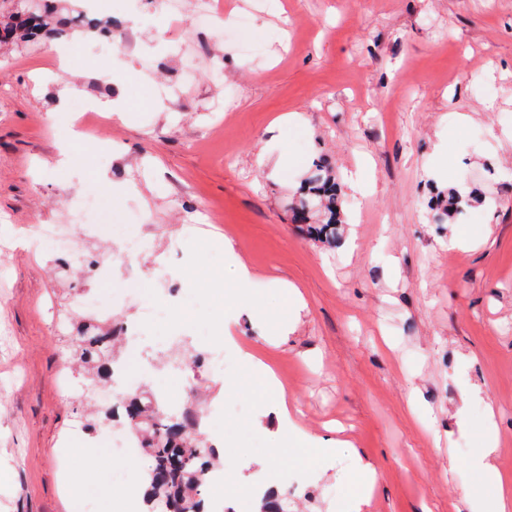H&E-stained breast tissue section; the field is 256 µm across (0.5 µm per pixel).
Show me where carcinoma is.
Returning <instances> with one entry per match:
<instances>
[{"mask_svg": "<svg viewBox=\"0 0 512 512\" xmlns=\"http://www.w3.org/2000/svg\"><path fill=\"white\" fill-rule=\"evenodd\" d=\"M41 8L32 18L20 9L17 0H0V44L32 42L43 37H63L75 31L98 32L112 35V22L103 25H82L72 18L56 17V6ZM341 188L325 162L314 165L310 177L301 188L299 207L304 214L298 220L306 224L307 232L328 243L336 242V224L339 223ZM482 198L469 195L462 198L453 192L440 201L437 223L454 221L472 203ZM322 216L316 224L308 223L311 215ZM80 359L87 366L89 390L107 385L111 380L116 356L112 350V324L92 322L80 331ZM122 418L131 425L138 447L151 461L148 469L146 505L148 512L160 508L163 512H204L205 481L209 469L217 466L218 453L204 446L197 438L203 421L197 411L186 407L179 414L167 411V405L156 398L139 396L123 398L109 407L100 408V414L86 420V429L95 431Z\"/></svg>", "mask_w": 512, "mask_h": 512, "instance_id": "1", "label": "carcinoma"}]
</instances>
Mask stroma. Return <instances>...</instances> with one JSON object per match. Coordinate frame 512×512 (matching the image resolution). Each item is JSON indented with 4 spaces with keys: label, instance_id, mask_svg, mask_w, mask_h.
<instances>
[{
    "label": "stroma",
    "instance_id": "obj_1",
    "mask_svg": "<svg viewBox=\"0 0 512 512\" xmlns=\"http://www.w3.org/2000/svg\"><path fill=\"white\" fill-rule=\"evenodd\" d=\"M217 2L227 19L249 16L250 54L188 9L165 40L141 20L121 54L74 34L69 50L91 68L59 70L54 40L0 46V512H70L81 497L105 512L140 495L123 465L89 463L117 425L74 430L90 402L56 318L71 294L99 297L96 277L13 245L90 185L116 183L127 193L107 194L110 221L81 250L153 238L133 270L111 269L103 300L113 323L140 325L146 391L209 402L203 431L224 432L234 512H261L243 501L260 477L288 512H472L463 489L512 491V0ZM183 44L223 66L159 96L182 73ZM76 96L124 110L75 143ZM366 156V188L342 189L336 246L306 234L293 208L313 161L341 178ZM475 188L485 203L433 223L429 200ZM191 259L212 280L184 274ZM163 270L179 293L156 323L129 286L152 288ZM178 349L223 358L171 378L163 360ZM265 366L309 442L283 441ZM488 435L498 444L483 471ZM339 438L335 456L318 451ZM362 460L378 479L361 506L349 491Z\"/></svg>",
    "mask_w": 512,
    "mask_h": 512
}]
</instances>
